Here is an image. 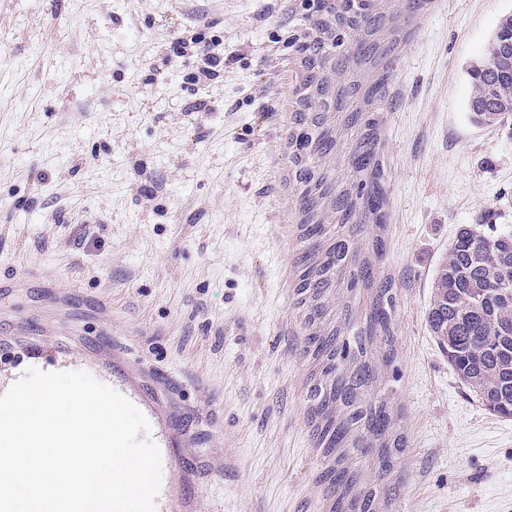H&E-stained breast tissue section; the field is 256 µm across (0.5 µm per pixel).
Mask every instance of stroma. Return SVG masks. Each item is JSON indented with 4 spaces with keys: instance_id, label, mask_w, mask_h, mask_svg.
Returning a JSON list of instances; mask_svg holds the SVG:
<instances>
[{
    "instance_id": "1",
    "label": "stroma",
    "mask_w": 512,
    "mask_h": 512,
    "mask_svg": "<svg viewBox=\"0 0 512 512\" xmlns=\"http://www.w3.org/2000/svg\"><path fill=\"white\" fill-rule=\"evenodd\" d=\"M298 0H0V394L29 368L134 395L175 512H325L312 365L282 274L274 169ZM512 0H446L399 59L381 132L395 360L374 397L407 446L388 512H512V420L431 336L461 226L512 231V121L473 125L469 71ZM221 40L205 60L179 36ZM203 45L201 46V44ZM219 43L215 39H211L210 41H206V37L201 33H195L190 36V38H177L172 44H171V50L174 55L176 56H183L185 53H187L188 48H202L203 52H206V59L208 62H210V65L217 66L220 63V60L213 55V48L215 46H218Z\"/></svg>"
}]
</instances>
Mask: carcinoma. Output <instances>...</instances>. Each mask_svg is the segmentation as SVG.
Returning a JSON list of instances; mask_svg holds the SVG:
<instances>
[{
    "label": "carcinoma",
    "instance_id": "cac0c4a2",
    "mask_svg": "<svg viewBox=\"0 0 512 512\" xmlns=\"http://www.w3.org/2000/svg\"><path fill=\"white\" fill-rule=\"evenodd\" d=\"M488 62L470 70L472 79L468 102L470 119L488 125L512 117V16L503 20L487 46ZM377 118L367 120L364 147L357 151L359 167L372 172L370 189L377 210L386 200L383 171L377 158ZM364 285L375 293L354 343H338L335 336L314 334L304 339V351L311 355L320 374L330 377L340 365L359 362L357 375L364 383L372 380L366 347L373 336L383 337L387 348L382 360L394 357L391 333L396 303L391 278L384 280L366 271ZM448 364L491 413L512 419V233L485 236L466 226L459 230L437 273L434 296L427 314ZM353 380L336 378V392L325 393L316 383L308 392L310 411L317 418L316 432L321 445L340 454L327 471L333 507H343L344 488L357 474L344 466L348 449L344 440L365 432L382 440L378 463L383 471L391 467L392 456L405 448L404 437L393 434L395 422L384 401L357 398Z\"/></svg>",
    "mask_w": 512,
    "mask_h": 512
}]
</instances>
